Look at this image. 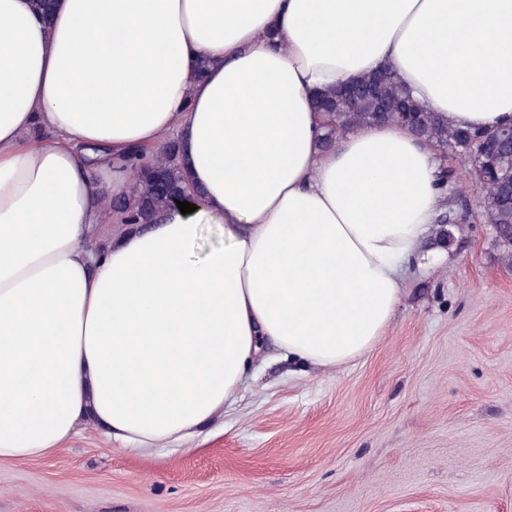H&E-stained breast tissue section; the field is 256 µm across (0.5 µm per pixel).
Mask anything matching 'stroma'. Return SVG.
I'll return each instance as SVG.
<instances>
[{
  "instance_id": "obj_1",
  "label": "stroma",
  "mask_w": 512,
  "mask_h": 512,
  "mask_svg": "<svg viewBox=\"0 0 512 512\" xmlns=\"http://www.w3.org/2000/svg\"><path fill=\"white\" fill-rule=\"evenodd\" d=\"M405 266L385 336L320 368L274 356L217 423L132 451L92 426L0 464V512H512V265L479 199Z\"/></svg>"
}]
</instances>
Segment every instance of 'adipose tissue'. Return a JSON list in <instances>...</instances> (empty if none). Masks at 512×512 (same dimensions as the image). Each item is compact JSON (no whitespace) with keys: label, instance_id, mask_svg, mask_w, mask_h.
<instances>
[{"label":"adipose tissue","instance_id":"obj_1","mask_svg":"<svg viewBox=\"0 0 512 512\" xmlns=\"http://www.w3.org/2000/svg\"><path fill=\"white\" fill-rule=\"evenodd\" d=\"M386 66L454 125L512 121V0H0V463L89 421L173 446L266 351L373 348L439 164L395 125L321 149L310 97ZM169 133L195 211L121 226L125 157Z\"/></svg>","mask_w":512,"mask_h":512}]
</instances>
